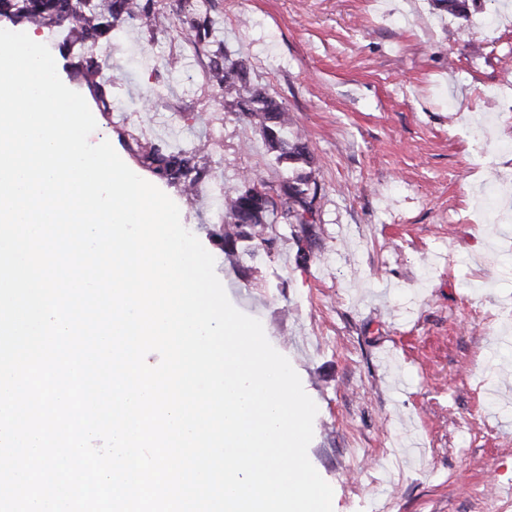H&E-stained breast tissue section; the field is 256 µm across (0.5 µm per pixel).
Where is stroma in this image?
Here are the masks:
<instances>
[{
  "label": "stroma",
  "mask_w": 512,
  "mask_h": 512,
  "mask_svg": "<svg viewBox=\"0 0 512 512\" xmlns=\"http://www.w3.org/2000/svg\"><path fill=\"white\" fill-rule=\"evenodd\" d=\"M99 45L109 141L198 148L192 195L162 190L215 258L231 303L261 321L317 406L308 458L333 512H512V0H150ZM245 60L306 137L277 163L216 105L212 49ZM76 92L79 47L47 39ZM320 187L314 223L225 251L226 193L247 178Z\"/></svg>",
  "instance_id": "stroma-1"
}]
</instances>
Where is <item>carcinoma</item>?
I'll return each instance as SVG.
<instances>
[{"mask_svg": "<svg viewBox=\"0 0 512 512\" xmlns=\"http://www.w3.org/2000/svg\"><path fill=\"white\" fill-rule=\"evenodd\" d=\"M0 18L25 21L34 29L64 30L74 43L84 47L85 57L80 66L83 84L92 92L94 101L107 105L103 87L102 66L97 58L99 40L124 20H140L153 24L155 17L149 4L142 0H0ZM191 36L198 44H207L211 25L207 19L189 21ZM216 57L209 80L219 95L232 99L238 115L259 128L268 148L279 163H309L306 142L299 134L288 133L286 108L263 88H248V67L242 59H232L224 44L216 43ZM198 150H172L152 144L137 146L136 155L143 169L168 184L191 192L202 178L197 164ZM319 194L318 183L308 176L282 182L277 196H272L259 180L247 179L244 188L225 201L222 237L225 246L239 239L256 241V249H265L269 219H281L287 224H308L314 214Z\"/></svg>", "mask_w": 512, "mask_h": 512, "instance_id": "1", "label": "carcinoma"}]
</instances>
